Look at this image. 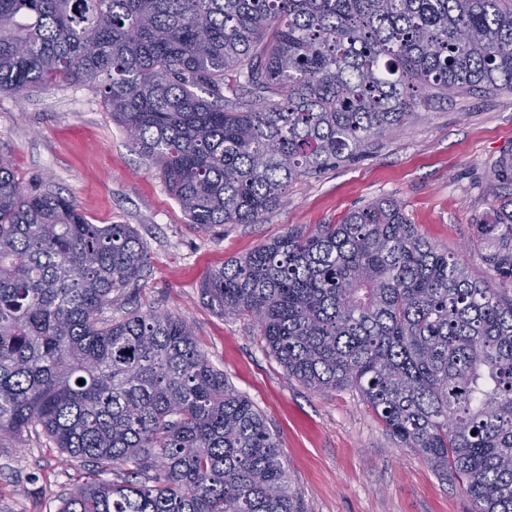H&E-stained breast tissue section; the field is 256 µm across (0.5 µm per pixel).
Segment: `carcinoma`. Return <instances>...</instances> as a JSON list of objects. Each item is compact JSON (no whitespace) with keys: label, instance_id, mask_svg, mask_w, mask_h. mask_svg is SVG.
Masks as SVG:
<instances>
[{"label":"carcinoma","instance_id":"cac0c4a2","mask_svg":"<svg viewBox=\"0 0 512 512\" xmlns=\"http://www.w3.org/2000/svg\"><path fill=\"white\" fill-rule=\"evenodd\" d=\"M74 84L188 223L258 224L416 105L512 90V0H0V93ZM474 227L470 247L511 281L512 193ZM148 264L131 225L25 193L0 152V441L39 427L116 476L75 486L61 512H303L277 435L186 320L105 315ZM202 288L288 377L358 389L478 512H512V298L398 200L290 229Z\"/></svg>","mask_w":512,"mask_h":512}]
</instances>
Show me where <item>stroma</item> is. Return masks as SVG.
Here are the masks:
<instances>
[{"label":"stroma","instance_id":"35a3bbf8","mask_svg":"<svg viewBox=\"0 0 512 512\" xmlns=\"http://www.w3.org/2000/svg\"><path fill=\"white\" fill-rule=\"evenodd\" d=\"M0 150L26 192L73 197L95 224H129L149 265L112 297V316L153 307L184 318L213 366L277 434L304 512H474L458 485L399 447L352 387L313 390L288 379L248 320L211 307L201 285L212 269L288 229L336 224L383 197L400 201L438 250L463 253L470 275L512 297L479 251H466L477 218L512 189L492 172L512 151V90L434 99L376 137L366 152L288 188L258 224L203 231L188 224L147 159L131 151L102 98L82 85L0 94ZM85 470L39 431L0 442V512H60Z\"/></svg>","mask_w":512,"mask_h":512}]
</instances>
